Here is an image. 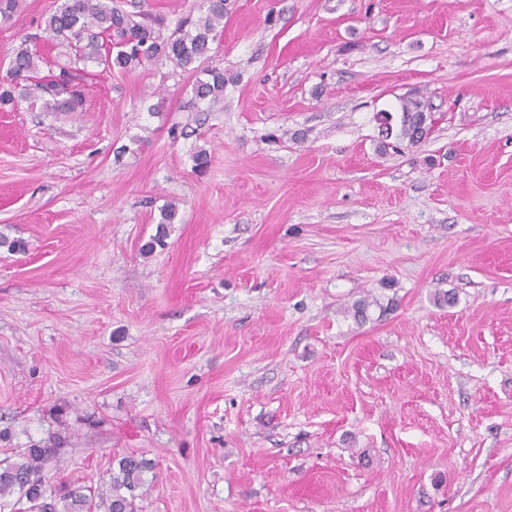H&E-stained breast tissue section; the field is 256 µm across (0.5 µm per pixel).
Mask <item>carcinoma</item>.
<instances>
[{
	"instance_id": "obj_1",
	"label": "carcinoma",
	"mask_w": 512,
	"mask_h": 512,
	"mask_svg": "<svg viewBox=\"0 0 512 512\" xmlns=\"http://www.w3.org/2000/svg\"><path fill=\"white\" fill-rule=\"evenodd\" d=\"M198 14L178 20L168 35L165 20L121 9L114 0H56L43 20L44 30L65 49L67 63L40 75L47 63L38 50L22 40L15 49L5 78L0 80V107L28 99L42 112H81L86 106L85 81L107 72L132 71L147 64H171L173 70L194 76V103L212 107L224 95V69L212 64V44L224 32V0H200ZM93 63L96 71L87 70ZM398 122L380 128L379 148L416 147L432 132L433 106L420 92L399 98ZM177 208L170 204L160 213L154 243L163 246L166 228L176 223ZM375 298L352 305L357 322L369 319ZM54 448H24L0 460V512H138L137 490L152 466L132 454L116 459L96 485L66 488L55 493L46 474Z\"/></svg>"
}]
</instances>
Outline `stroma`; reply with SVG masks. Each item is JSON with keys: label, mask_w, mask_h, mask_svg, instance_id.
Here are the masks:
<instances>
[{"label": "stroma", "mask_w": 512, "mask_h": 512, "mask_svg": "<svg viewBox=\"0 0 512 512\" xmlns=\"http://www.w3.org/2000/svg\"><path fill=\"white\" fill-rule=\"evenodd\" d=\"M53 2L0 78L63 61ZM213 48L206 111L164 65L0 111V459L134 453L140 512H512V0H225ZM414 89L432 134L381 151Z\"/></svg>", "instance_id": "35a3bbf8"}]
</instances>
